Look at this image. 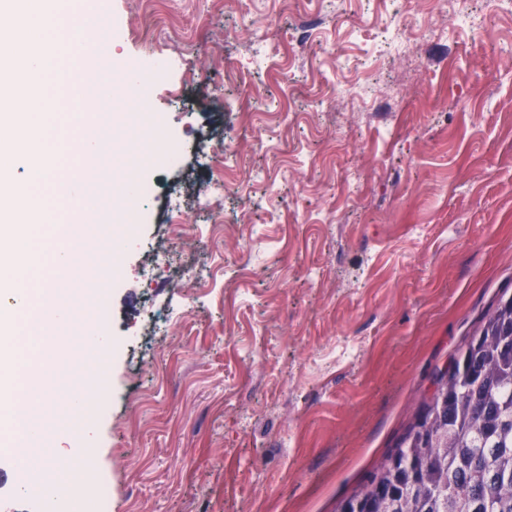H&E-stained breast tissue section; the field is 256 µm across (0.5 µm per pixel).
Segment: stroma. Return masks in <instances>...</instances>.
Returning a JSON list of instances; mask_svg holds the SVG:
<instances>
[{
    "instance_id": "stroma-1",
    "label": "stroma",
    "mask_w": 512,
    "mask_h": 512,
    "mask_svg": "<svg viewBox=\"0 0 512 512\" xmlns=\"http://www.w3.org/2000/svg\"><path fill=\"white\" fill-rule=\"evenodd\" d=\"M409 8L353 0L342 18L335 0H170L152 17L144 0H107L105 30L74 51L99 52L97 70L134 62L124 113L139 145L112 173L133 190L99 218L122 231L98 243L120 267L98 285L106 322L87 328L108 390L67 426L63 447L90 454L79 471L58 461L82 494L52 496L53 512H336L436 369L512 295V59L489 82L483 53L512 41V16L474 31L428 2L412 60L384 34L351 33L364 13L396 22ZM315 12L323 32L297 54V20ZM260 35L279 52L254 69ZM162 251L175 268L150 280ZM16 475L0 461V512H38L41 493ZM100 485L111 500L92 497Z\"/></svg>"
}]
</instances>
